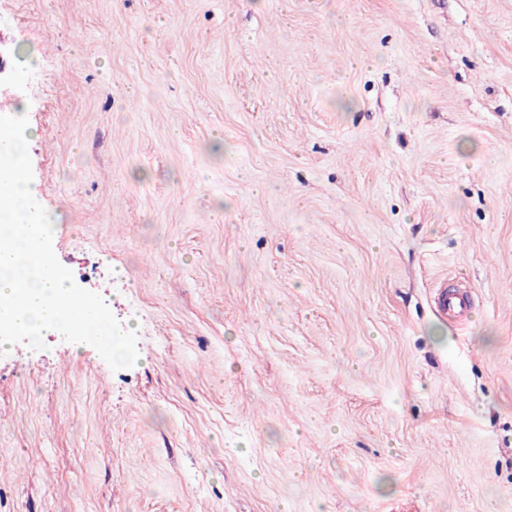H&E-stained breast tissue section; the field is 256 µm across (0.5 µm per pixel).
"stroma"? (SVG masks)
<instances>
[{
  "instance_id": "stroma-1",
  "label": "stroma",
  "mask_w": 512,
  "mask_h": 512,
  "mask_svg": "<svg viewBox=\"0 0 512 512\" xmlns=\"http://www.w3.org/2000/svg\"><path fill=\"white\" fill-rule=\"evenodd\" d=\"M0 41L138 338L0 353V512H512V0H0ZM433 302L435 309L442 316L462 322L472 312L475 305V297L470 288L448 290L444 287L436 288Z\"/></svg>"
}]
</instances>
